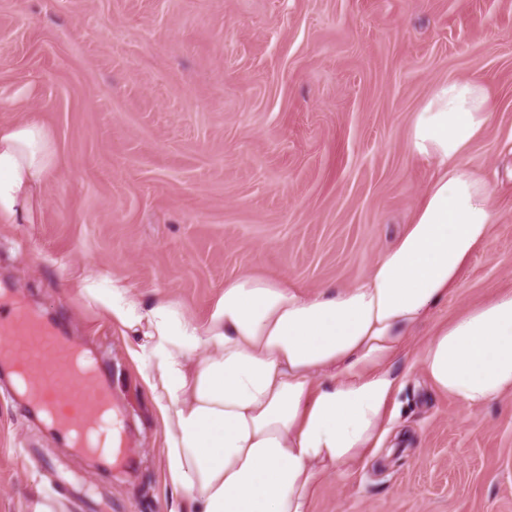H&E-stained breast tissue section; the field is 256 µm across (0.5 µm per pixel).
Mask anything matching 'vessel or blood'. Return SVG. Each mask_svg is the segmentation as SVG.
I'll use <instances>...</instances> for the list:
<instances>
[{"label": "vessel or blood", "instance_id": "b4317fda", "mask_svg": "<svg viewBox=\"0 0 512 512\" xmlns=\"http://www.w3.org/2000/svg\"><path fill=\"white\" fill-rule=\"evenodd\" d=\"M0 368L30 416L74 454L112 466L130 463L124 407L93 348L76 345L24 298L3 292Z\"/></svg>", "mask_w": 512, "mask_h": 512}]
</instances>
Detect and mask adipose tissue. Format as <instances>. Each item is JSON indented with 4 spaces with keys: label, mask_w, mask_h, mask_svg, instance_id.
Returning a JSON list of instances; mask_svg holds the SVG:
<instances>
[{
    "label": "adipose tissue",
    "mask_w": 512,
    "mask_h": 512,
    "mask_svg": "<svg viewBox=\"0 0 512 512\" xmlns=\"http://www.w3.org/2000/svg\"><path fill=\"white\" fill-rule=\"evenodd\" d=\"M491 116L482 83L434 87L407 142L434 175L406 231L353 285L310 293L243 271L200 320L171 297L145 302L123 275L80 277L83 299L137 339L182 494L172 512H309L321 476L378 447L395 416L391 362L491 232L489 184L464 162ZM58 163L44 126L0 125V224L35 223ZM416 363L468 409L512 391V291L444 323Z\"/></svg>",
    "instance_id": "ef3b65f1"
}]
</instances>
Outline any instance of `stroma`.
Wrapping results in <instances>:
<instances>
[{"label": "stroma", "instance_id": "stroma-1", "mask_svg": "<svg viewBox=\"0 0 512 512\" xmlns=\"http://www.w3.org/2000/svg\"><path fill=\"white\" fill-rule=\"evenodd\" d=\"M449 78L493 103L465 157L493 228L391 366L395 428L320 478L310 512H512V394L467 410L414 364L442 324L512 289V0H0V124L43 123L60 159L35 223L0 224V290L98 351L137 461L69 456L0 389V512H169L135 339L76 279L103 268L199 319L243 271L351 285L413 219L433 170L409 122ZM25 448L67 459L91 494Z\"/></svg>", "mask_w": 512, "mask_h": 512}]
</instances>
